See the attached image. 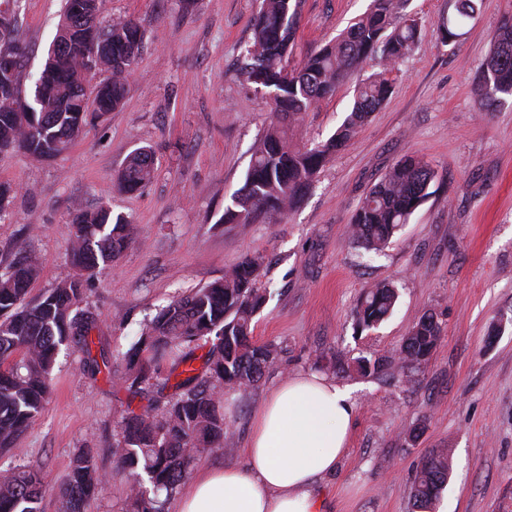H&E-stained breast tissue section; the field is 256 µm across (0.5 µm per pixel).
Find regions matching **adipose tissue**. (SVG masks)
Returning <instances> with one entry per match:
<instances>
[{
	"label": "adipose tissue",
	"instance_id": "ef3b65f1",
	"mask_svg": "<svg viewBox=\"0 0 512 512\" xmlns=\"http://www.w3.org/2000/svg\"><path fill=\"white\" fill-rule=\"evenodd\" d=\"M354 416L348 388L292 375L255 416L244 465L196 472L176 512H323L314 482L335 471Z\"/></svg>",
	"mask_w": 512,
	"mask_h": 512
}]
</instances>
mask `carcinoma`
<instances>
[{
    "mask_svg": "<svg viewBox=\"0 0 512 512\" xmlns=\"http://www.w3.org/2000/svg\"><path fill=\"white\" fill-rule=\"evenodd\" d=\"M480 0H454L448 21L440 25L444 44H457L463 27L479 10ZM407 0H371L368 11L336 38L311 53L297 70L288 69L298 20L296 0H260L251 37L243 51L239 76L272 95L268 128L253 148L243 185L230 197L219 224H249L261 215H281L295 208L319 170L358 133L370 114L390 96L389 74L412 51L418 22L406 11ZM99 0H65L54 40L29 98L31 111L20 112V69L25 47L17 26L0 32V152L22 151L53 157L68 148L95 119L118 109L128 92L129 75L143 41L131 19L98 20ZM373 57L380 71L357 89L344 123L325 141L298 147L287 126L327 96L362 61ZM108 74L94 98L82 85L88 63ZM478 108L492 111L512 96V20L497 29L494 46L476 85ZM155 176L152 151L131 153L117 174L118 187L136 192ZM435 171L426 161L407 156L395 163L369 190L351 219V233L367 252H380L431 195ZM70 245L76 273L35 301L27 300L41 262L25 254L0 273V450L27 431L48 397L55 357L61 347L86 354L83 372L94 377L98 361L90 357L88 337L96 316L82 307L84 275L112 264L135 243V229L124 215L101 205L74 208ZM263 263L245 258L202 288L161 309L142 328L124 356L117 380L133 395L174 392L163 406L153 400L127 409L112 445L119 470L133 477L125 512H165L172 495L202 450L224 449L229 424L224 421V391L255 386L278 359L277 346L251 341L253 318L266 300L260 287ZM398 300L395 288L367 289L357 310V324L372 329L387 319ZM442 336L431 312L413 323L398 352L400 368L426 364ZM208 347L201 367L196 350ZM451 462L444 450L421 462L413 485L415 504L426 509L448 483ZM105 476L89 451L77 453L59 484L60 512H87ZM40 470L33 466L0 471V512H38Z\"/></svg>",
    "mask_w": 512,
    "mask_h": 512,
    "instance_id": "carcinoma-1",
    "label": "carcinoma"
}]
</instances>
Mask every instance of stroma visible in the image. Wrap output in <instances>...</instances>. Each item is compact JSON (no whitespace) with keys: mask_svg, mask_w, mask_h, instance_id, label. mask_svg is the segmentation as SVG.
Masks as SVG:
<instances>
[{"mask_svg":"<svg viewBox=\"0 0 512 512\" xmlns=\"http://www.w3.org/2000/svg\"><path fill=\"white\" fill-rule=\"evenodd\" d=\"M371 0H302L291 66L365 13ZM62 0H18L26 47L21 82L31 86L55 36ZM449 0H409L418 40L391 74L394 89L358 136L319 171L290 212L251 224L219 218L242 185L252 147L269 121L263 91L238 77L257 0H100V18H131L144 40L127 96L50 159L0 154V181L16 192L0 216V273L19 248L42 260L29 289L37 298L75 273L71 211L111 206L137 228V242L84 283L83 307L97 316L92 355L123 366L145 319L173 298L222 277L246 257L264 262L271 297L253 336L278 346V360L245 391L224 394L225 448L190 467L243 464L255 414L287 376L313 372L353 391L355 422L346 455L315 486L324 512H417L411 488L422 458L444 448L452 472L446 512H512V98L479 111L476 77L512 0H482L460 42L443 44ZM364 60L336 92L291 131L294 144L327 140L351 111L355 91L378 72ZM151 148L156 175L119 191L126 157ZM435 170L428 199L384 255L361 258L349 221L370 188L400 159ZM395 285L393 315L362 330L354 310L372 285ZM435 313L442 337L420 369L361 375L338 358L395 356L413 322ZM83 352L61 351L44 408L7 451L0 470L40 466V512H58L55 488L79 449L106 480L89 512H121L130 482L111 448L131 398L107 372L83 375Z\"/></svg>","mask_w":512,"mask_h":512,"instance_id":"1","label":"stroma"}]
</instances>
